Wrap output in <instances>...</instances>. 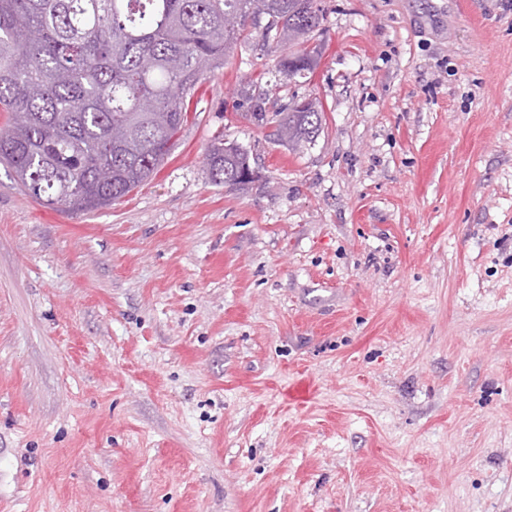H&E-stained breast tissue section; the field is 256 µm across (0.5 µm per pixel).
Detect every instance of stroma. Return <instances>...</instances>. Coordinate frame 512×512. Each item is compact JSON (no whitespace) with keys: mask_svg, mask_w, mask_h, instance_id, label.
Returning a JSON list of instances; mask_svg holds the SVG:
<instances>
[{"mask_svg":"<svg viewBox=\"0 0 512 512\" xmlns=\"http://www.w3.org/2000/svg\"><path fill=\"white\" fill-rule=\"evenodd\" d=\"M318 4L310 81L239 43L111 208L0 166V512H512V0ZM244 103L248 106L247 116L256 126L263 127L275 124L271 134L274 141L287 145L288 149L299 150L314 142L322 131L323 112L312 100H297L285 105L268 115L269 99L263 95H255L249 89L240 92ZM247 168L255 170L246 149L235 142L226 141L224 136H217L211 141L206 154L205 169L213 185L224 186L230 190L243 189L253 183L243 176ZM235 183H239L238 186L234 187Z\"/></svg>","mask_w":512,"mask_h":512,"instance_id":"obj_1","label":"stroma"}]
</instances>
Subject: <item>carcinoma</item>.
<instances>
[{
	"mask_svg": "<svg viewBox=\"0 0 512 512\" xmlns=\"http://www.w3.org/2000/svg\"><path fill=\"white\" fill-rule=\"evenodd\" d=\"M317 0H0V164L42 204L107 208L149 180L176 145L206 72L250 38L280 51L285 81L308 80L321 47ZM253 124L299 150L323 112L240 92ZM246 149L222 136L206 154L210 182L250 184Z\"/></svg>",
	"mask_w": 512,
	"mask_h": 512,
	"instance_id": "cac0c4a2",
	"label": "carcinoma"
}]
</instances>
